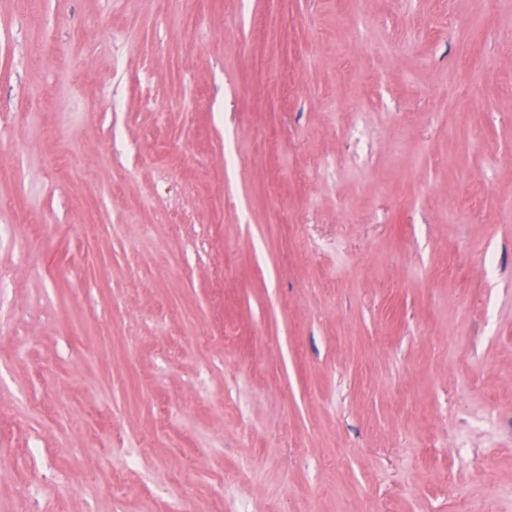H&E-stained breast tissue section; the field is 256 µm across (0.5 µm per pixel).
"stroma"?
Masks as SVG:
<instances>
[{"mask_svg":"<svg viewBox=\"0 0 512 512\" xmlns=\"http://www.w3.org/2000/svg\"><path fill=\"white\" fill-rule=\"evenodd\" d=\"M472 18L0 0V512H512V0Z\"/></svg>","mask_w":512,"mask_h":512,"instance_id":"35a3bbf8","label":"stroma"}]
</instances>
